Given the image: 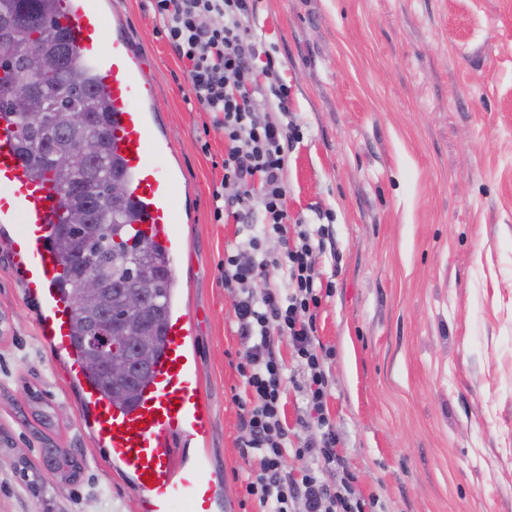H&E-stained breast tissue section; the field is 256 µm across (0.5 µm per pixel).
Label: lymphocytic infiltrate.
<instances>
[{"label": "lymphocytic infiltrate", "instance_id": "f902f5d3", "mask_svg": "<svg viewBox=\"0 0 512 512\" xmlns=\"http://www.w3.org/2000/svg\"><path fill=\"white\" fill-rule=\"evenodd\" d=\"M256 0H149L162 32L188 71L195 105L213 113L224 135V184L234 193L214 192L225 216L246 225L247 237L224 253V286L233 297L237 333L246 348L238 371L244 379L242 411L246 436L241 443L253 466L242 484L245 500L257 512H376L365 499L336 453V428L325 414L332 381L324 369L326 355L315 343L316 312L321 304L320 273L315 255L325 247L324 229L304 228L289 238L286 225L284 168L287 153L299 138L288 120V89L274 64L256 73L254 61L263 51L250 20ZM276 100L281 120L261 118ZM278 251L265 249L270 235ZM283 270L281 284L255 291L254 281L269 266ZM293 350L295 368L280 359L281 343ZM295 384L306 399L301 427H314L317 437L292 446L282 420L284 394ZM306 459L309 467L294 478L285 467L288 455ZM336 472L339 482L325 476Z\"/></svg>", "mask_w": 512, "mask_h": 512}]
</instances>
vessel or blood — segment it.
<instances>
[{
  "instance_id": "vessel-or-blood-1",
  "label": "vessel or blood",
  "mask_w": 512,
  "mask_h": 512,
  "mask_svg": "<svg viewBox=\"0 0 512 512\" xmlns=\"http://www.w3.org/2000/svg\"><path fill=\"white\" fill-rule=\"evenodd\" d=\"M53 9L68 30L79 70L91 73L109 103L112 151L131 182L140 230L166 254L178 253L184 240L174 229L175 180L157 164L168 143L150 123L149 75L124 40L104 46L105 17L91 0H55ZM63 217L50 176L32 173L19 154L15 115L1 113L0 222L16 227L12 262L23 274L26 292L41 302L40 336L68 356L71 376L93 416V440L110 448L113 463L129 475L151 512H215L218 492L204 460L174 468L169 444L171 432L202 439L210 427L209 406L196 375L192 317L171 315L163 353L133 406L106 400L71 342V304L58 286L62 266L49 242Z\"/></svg>"
}]
</instances>
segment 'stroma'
<instances>
[{"instance_id":"stroma-1","label":"stroma","mask_w":512,"mask_h":512,"mask_svg":"<svg viewBox=\"0 0 512 512\" xmlns=\"http://www.w3.org/2000/svg\"><path fill=\"white\" fill-rule=\"evenodd\" d=\"M149 72L161 167L180 180L174 265L196 317L206 441L172 433L175 465L203 456L240 506L244 435L232 396L240 339L216 219L226 144L188 101L184 63L146 0H101ZM251 26L288 88L303 135L288 155L291 221L326 225L316 338L330 351L337 451L381 512H512V0H259ZM0 223V512H149L96 447L67 359L38 334L39 303ZM70 450L77 477L43 465ZM29 476L16 469L17 458Z\"/></svg>"}]
</instances>
